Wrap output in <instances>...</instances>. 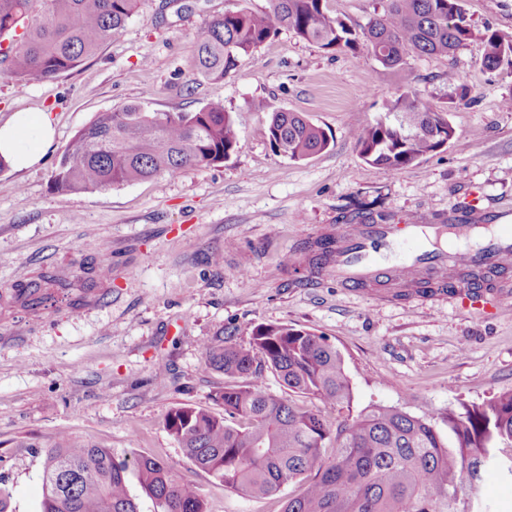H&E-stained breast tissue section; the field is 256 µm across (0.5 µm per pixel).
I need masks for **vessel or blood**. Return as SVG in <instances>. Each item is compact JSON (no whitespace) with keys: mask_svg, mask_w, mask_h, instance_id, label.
I'll use <instances>...</instances> for the list:
<instances>
[{"mask_svg":"<svg viewBox=\"0 0 512 512\" xmlns=\"http://www.w3.org/2000/svg\"><path fill=\"white\" fill-rule=\"evenodd\" d=\"M512 267V225L350 224L336 235L334 255L321 273L338 286L360 288L386 281L423 279L445 275L455 281L456 269L485 272Z\"/></svg>","mask_w":512,"mask_h":512,"instance_id":"1","label":"vessel or blood"}]
</instances>
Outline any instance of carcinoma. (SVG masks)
Masks as SVG:
<instances>
[{
  "mask_svg": "<svg viewBox=\"0 0 512 512\" xmlns=\"http://www.w3.org/2000/svg\"><path fill=\"white\" fill-rule=\"evenodd\" d=\"M266 10L246 6L203 24L196 36L197 77L221 80L240 58L253 55L285 29L327 51L365 50L398 71L405 90L388 116L355 133L364 161L398 172L435 152L455 135L444 111L422 102L409 87L407 54L450 56L474 37L460 0H380L381 11L353 27L329 0H269ZM140 0H0L1 78L46 81L78 69L121 33ZM481 64L512 65V35L487 32ZM263 134L273 150L294 161L327 150V132L300 112L268 111ZM234 121L222 102L194 112H151L142 104L101 112L68 145L53 176L67 191H92L157 180L186 167L224 162L237 151ZM112 278V261L69 281L44 272L14 288L13 300L33 314L75 288L69 306L88 302L97 280ZM205 364L224 372L214 401L224 416L195 407L172 410L165 425L200 470L247 497L273 496L285 485L283 512H487L477 484L512 481V391L480 405L448 412V432L431 418L376 407L348 416L331 429L309 406L349 403L342 353L323 336L288 324L259 325L244 344L228 334L204 347ZM271 370L288 389L273 394L259 381ZM333 456L324 457V449ZM43 512H138L129 492L133 473L158 512H205L198 487L166 462L112 454V449L60 435L46 447Z\"/></svg>",
  "mask_w": 512,
  "mask_h": 512,
  "instance_id": "cac0c4a2",
  "label": "carcinoma"
}]
</instances>
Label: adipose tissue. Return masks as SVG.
I'll list each match as a JSON object with an SVG mask.
<instances>
[{
	"label": "adipose tissue",
	"instance_id": "obj_1",
	"mask_svg": "<svg viewBox=\"0 0 512 512\" xmlns=\"http://www.w3.org/2000/svg\"><path fill=\"white\" fill-rule=\"evenodd\" d=\"M53 125L43 112H16L0 124V158L12 168H31L43 159L53 140Z\"/></svg>",
	"mask_w": 512,
	"mask_h": 512
}]
</instances>
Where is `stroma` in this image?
I'll list each match as a JSON object with an SVG mask.
<instances>
[{"label": "stroma", "mask_w": 512, "mask_h": 512, "mask_svg": "<svg viewBox=\"0 0 512 512\" xmlns=\"http://www.w3.org/2000/svg\"><path fill=\"white\" fill-rule=\"evenodd\" d=\"M268 0H141L124 31L79 69L47 82L0 79V123L49 113L55 140L37 166L0 170V485L11 512H42L44 450L61 433L155 457L196 484L206 512H282L293 486L269 498L226 490L198 469L164 425L178 407L224 408L222 372L206 343L259 325L327 337L344 356L351 414L373 406L433 416L512 389V312L499 291L449 289L403 299L342 288L312 274L316 241L349 224L442 223L454 211L512 212V66L483 69V32L512 34V0H462L478 33L454 55L409 57L422 101L447 110L454 138L399 172L372 167L358 128L385 117L401 83L366 53L327 52L280 31L236 71L192 74L206 20ZM468 90L449 100V80ZM223 101L240 145L231 157L158 181L61 191L53 175L74 136L102 112L140 102L192 112ZM301 112L328 150L301 161L276 154L252 102ZM220 253L223 265L210 261ZM112 262L107 295L35 315L14 286L45 269L72 275L85 256ZM165 364L167 375L155 369Z\"/></svg>", "instance_id": "stroma-1"}]
</instances>
